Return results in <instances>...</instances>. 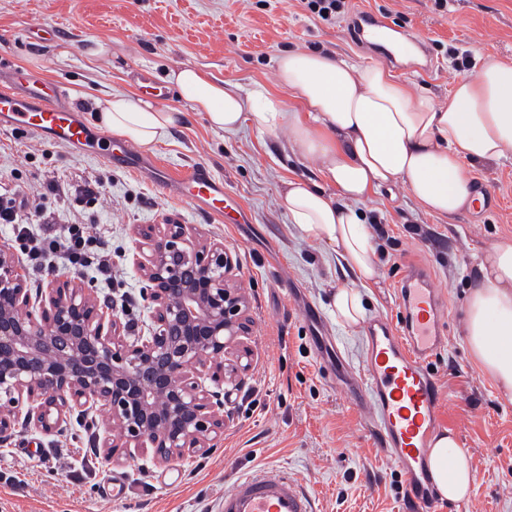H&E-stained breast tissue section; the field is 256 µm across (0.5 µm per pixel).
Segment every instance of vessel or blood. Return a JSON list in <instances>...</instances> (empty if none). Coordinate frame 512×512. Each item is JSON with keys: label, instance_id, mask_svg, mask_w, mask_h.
I'll use <instances>...</instances> for the list:
<instances>
[{"label": "vessel or blood", "instance_id": "1", "mask_svg": "<svg viewBox=\"0 0 512 512\" xmlns=\"http://www.w3.org/2000/svg\"><path fill=\"white\" fill-rule=\"evenodd\" d=\"M28 128L72 151L93 154L108 164L144 173L213 217L224 215L223 180L203 167L181 176L128 145H112L67 101L64 90L41 75L12 73L0 88V129ZM400 323L376 317L365 325L367 358L360 379L349 390L380 436L391 460L409 482V512H438L431 479L433 437L442 431L441 398L429 362L441 348L448 322L444 296L429 273L413 268L398 290ZM217 512H315L304 487L284 471H258L237 478Z\"/></svg>", "mask_w": 512, "mask_h": 512}]
</instances>
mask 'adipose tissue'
<instances>
[{"mask_svg": "<svg viewBox=\"0 0 512 512\" xmlns=\"http://www.w3.org/2000/svg\"><path fill=\"white\" fill-rule=\"evenodd\" d=\"M279 87L294 108L261 83L243 89L189 67L170 69L168 83L211 127L234 132L251 123L263 134L288 129L298 150L315 159L335 194L292 178L282 201L293 224L337 251L357 285L332 297L336 320L363 319L360 288L375 282L376 242L356 205L371 191L407 185L427 213L451 219L478 199L470 171L512 154V61L487 60L477 77H459L447 100L413 89L388 67L355 66L330 53L291 50L276 60ZM100 127L154 152L179 115L134 96L99 101ZM482 279L466 302L467 342L481 368L512 390V240L488 252ZM431 471L440 496L462 501L473 480L470 456L447 433L435 436Z\"/></svg>", "mask_w": 512, "mask_h": 512, "instance_id": "obj_1", "label": "adipose tissue"}]
</instances>
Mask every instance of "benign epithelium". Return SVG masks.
Returning <instances> with one entry per match:
<instances>
[{
  "label": "benign epithelium",
  "instance_id": "benign-epithelium-1",
  "mask_svg": "<svg viewBox=\"0 0 512 512\" xmlns=\"http://www.w3.org/2000/svg\"><path fill=\"white\" fill-rule=\"evenodd\" d=\"M142 238L153 327L132 343L121 309L100 304L77 277L48 288L47 308L33 314L20 266L0 247L1 437L18 424L49 431L63 413L101 408L119 429L103 438L105 460L127 448L131 458L146 451L169 461L213 447L224 432L222 393L203 387L199 373L237 387L250 369L236 261L220 245L188 250L179 224Z\"/></svg>",
  "mask_w": 512,
  "mask_h": 512
}]
</instances>
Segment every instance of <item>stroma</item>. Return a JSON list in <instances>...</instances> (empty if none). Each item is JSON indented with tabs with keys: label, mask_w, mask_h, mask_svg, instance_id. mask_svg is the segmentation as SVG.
I'll return each mask as SVG.
<instances>
[{
	"label": "stroma",
	"mask_w": 512,
	"mask_h": 512,
	"mask_svg": "<svg viewBox=\"0 0 512 512\" xmlns=\"http://www.w3.org/2000/svg\"><path fill=\"white\" fill-rule=\"evenodd\" d=\"M386 23L424 49L391 69L415 88L444 100L460 75L476 76L488 58L512 60V0H349L341 17L323 21L299 0H0V61L62 83L86 118L114 94L144 96L143 79L162 82L167 70L190 66L242 87L276 88V58L289 49L322 50L355 65L383 61L388 50L359 42L358 14ZM48 23L49 40L25 37ZM109 46L97 53L98 44ZM163 108L182 119L154 153L170 172L208 168L247 210L234 223L199 212L165 194L148 176L46 143L29 129L0 131V196H20L58 181L64 194L45 204L58 224L79 221L92 247L112 256V280L94 270L79 274L99 299L131 296L123 316L129 340L148 335L152 320L143 295L139 231L179 224L189 248L218 244L232 253L248 296L252 352L244 385L226 386L229 419L206 452L160 462L144 454L103 462L90 420L62 415L52 432L13 429L0 441V512H215L235 479L260 467L280 468L311 494L316 512H404L407 481L384 455L363 412L338 386L336 371L315 350L325 336L352 371L366 355L363 326L345 328L331 313L336 288L351 283L341 257L307 239L280 198L285 180L324 184L319 166L303 157L292 136L258 134L251 125L233 133L212 129L203 113L171 95ZM483 202L453 220L423 212L402 182L359 203L377 242V283L362 290L365 318H395L396 288L406 265L427 268L448 302L446 340L430 366L443 398L448 429L472 459L474 481L466 500L443 512H512V393L473 359L467 345L466 299L481 275L479 261L512 239V155L471 169ZM101 180L103 197L78 201V188ZM25 275L33 308L51 279L66 280L63 262L39 267L26 242L0 224ZM125 486L113 495L110 480Z\"/></svg>",
	"instance_id": "35a3bbf8"
}]
</instances>
